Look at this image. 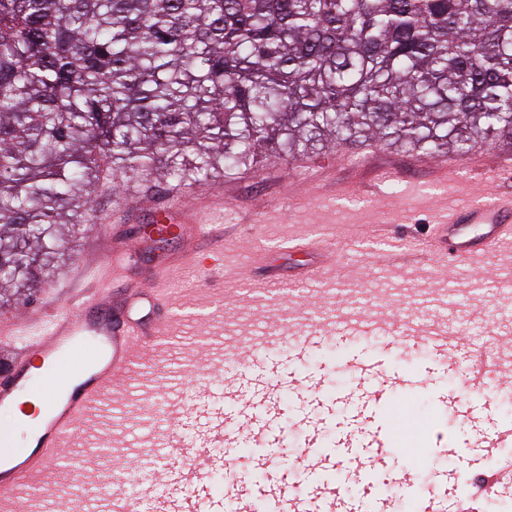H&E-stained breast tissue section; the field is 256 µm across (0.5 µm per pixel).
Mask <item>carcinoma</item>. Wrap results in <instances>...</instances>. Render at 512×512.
<instances>
[{"mask_svg": "<svg viewBox=\"0 0 512 512\" xmlns=\"http://www.w3.org/2000/svg\"><path fill=\"white\" fill-rule=\"evenodd\" d=\"M366 142L512 147V0H0V307L106 190Z\"/></svg>", "mask_w": 512, "mask_h": 512, "instance_id": "carcinoma-1", "label": "carcinoma"}]
</instances>
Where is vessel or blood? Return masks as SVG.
Listing matches in <instances>:
<instances>
[{
    "label": "vessel or blood",
    "instance_id": "b4317fda",
    "mask_svg": "<svg viewBox=\"0 0 512 512\" xmlns=\"http://www.w3.org/2000/svg\"><path fill=\"white\" fill-rule=\"evenodd\" d=\"M153 222L159 234L194 248L195 262L190 267L198 281L207 282L222 273L221 235L206 230L199 211L183 204L180 193L172 194ZM508 238H512V193L507 191L483 204L460 202L449 208L418 253L465 263L493 251ZM141 301L155 313L154 321L133 317L132 307ZM90 306L83 295L70 301L64 311L29 321L23 346L0 363V411L12 414L19 423L18 429L0 430V499L7 501V512H25V501L17 497V490L58 463L61 449L93 407L103 405L110 413L119 410L125 393L133 389L132 381L147 351L160 345L174 324L173 291L154 281L134 285L131 294H117L100 312H91ZM459 341L451 330L425 339L426 345L441 356ZM497 364L491 351H470L468 390L481 391ZM365 384L366 393H352L351 399L356 407L369 410L372 427H347L337 440L338 447H373L384 457L396 451L413 455L425 422L407 407L396 414L388 410L395 394L407 388L406 379H381L375 368L367 374ZM286 394L314 404L323 400L319 388L282 374L275 363L261 376L239 379L221 388L209 386V400H222L224 406L210 414L200 440L187 443L174 438L159 448V456L168 460L170 467L162 491L150 486L141 490L140 500L148 512H223L225 502L241 504L256 496L264 497L273 512H309L307 501L311 498L320 501L322 512H356V504L341 497L336 489H315L304 499L293 494L286 482L277 480L255 487L238 479L226 483L222 494H213L209 477L221 466L216 449L243 448L250 440L268 435V424L279 417ZM293 420L306 425L304 459L310 471H317L325 461L321 432L307 414L294 413ZM511 481L512 459L505 458L486 476L479 490L484 493Z\"/></svg>",
    "mask_w": 512,
    "mask_h": 512
}]
</instances>
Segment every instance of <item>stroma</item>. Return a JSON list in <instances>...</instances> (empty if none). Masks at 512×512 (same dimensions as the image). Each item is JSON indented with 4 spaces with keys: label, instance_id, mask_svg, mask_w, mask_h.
<instances>
[{
    "label": "stroma",
    "instance_id": "obj_1",
    "mask_svg": "<svg viewBox=\"0 0 512 512\" xmlns=\"http://www.w3.org/2000/svg\"><path fill=\"white\" fill-rule=\"evenodd\" d=\"M483 165L472 155L453 159L455 183L438 179V160L416 153L379 146L321 151L292 168L267 161L259 168L237 171L189 186L184 201L207 212L223 207L224 274L199 284L191 273L173 277L179 285L177 306L195 304L200 291L214 297L208 315L180 322L177 331L147 355L138 380L143 392L129 397L127 412L113 418L95 412L62 451L59 468L46 471L33 484L32 512H73L107 495L104 476L116 470L152 466L146 482L164 477L158 448L169 433L192 438L188 421L154 426L143 409V398L166 402L167 380L183 373L182 392L193 401L197 387L223 381L226 361L244 358L246 366L260 369L250 359L252 343L263 346L265 359L279 362L286 373L299 374L322 387L328 402L324 431L339 432L352 424L355 410L344 400L359 381L349 357L383 360L386 373L413 380L409 396L413 412L429 427L420 447L429 449V482L467 470L479 473L487 451L473 446L479 428L506 421L497 400L485 394L469 398L476 418L449 419L438 407L436 391L461 389L467 372L466 349L487 347L499 356L502 373L490 377L496 385L512 375V241L465 266H450L436 257H416L412 251L430 235L436 220L449 206L465 199L486 201L502 184V158L512 150L482 149ZM395 170L394 180L380 185L378 169ZM167 186L149 193L104 195L87 226L71 245L72 257L53 282L18 305L9 314L22 317L50 310H65L79 294L98 290V283L81 277L89 262L107 260L112 247L133 249L132 275H145L176 251L174 241H157L141 227L153 204L167 201ZM315 236L335 255V268L318 282L294 278L297 257L282 253L293 238ZM458 304L449 307V296ZM373 318L386 325H404L420 332L456 329L464 350L452 359L435 355L424 344L398 349L397 345H366L362 335L348 336L347 324ZM313 336L317 342L304 362L296 363L286 351L295 337ZM264 359V360H265ZM279 442L253 445L248 456H230L243 481L252 474L293 481L291 462L301 437L284 424H276ZM83 458L86 470L77 472L71 459ZM428 484L412 483L406 497L420 507L428 497Z\"/></svg>",
    "mask_w": 512,
    "mask_h": 512
}]
</instances>
